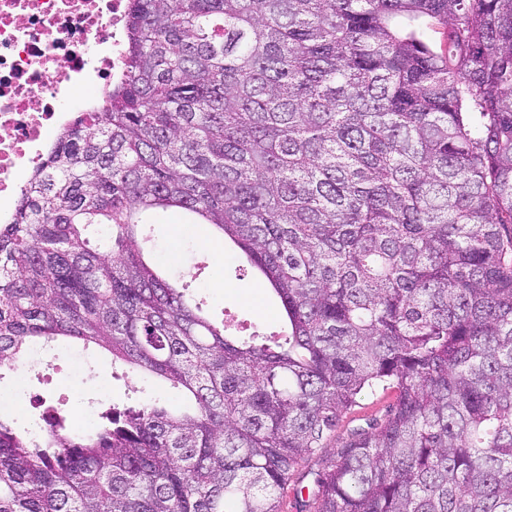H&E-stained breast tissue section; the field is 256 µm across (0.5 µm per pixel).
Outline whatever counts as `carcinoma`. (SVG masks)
<instances>
[{
  "mask_svg": "<svg viewBox=\"0 0 512 512\" xmlns=\"http://www.w3.org/2000/svg\"><path fill=\"white\" fill-rule=\"evenodd\" d=\"M124 68L0 224V369L80 343L194 407L0 416V512H282L379 386L296 512H512V0H129ZM157 209L230 240L284 330L164 277ZM393 401L394 393L390 389L383 390L382 388L376 389L373 392H367L358 398L357 405L343 414L336 431L331 432L327 436L322 453L319 452V454L299 467L298 473L301 477L300 480H302L303 475V482L300 484L296 482V477L299 476L295 477V482H290L288 489L283 494L281 503L283 512H296L294 508L296 491H299L302 486L309 485L314 476L308 473L316 472L321 467L322 461L336 451V446L339 445L343 438L347 437L351 430L367 428L369 422L375 419H382Z\"/></svg>",
  "mask_w": 512,
  "mask_h": 512,
  "instance_id": "1",
  "label": "carcinoma"
}]
</instances>
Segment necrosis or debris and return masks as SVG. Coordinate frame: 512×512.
<instances>
[{
    "instance_id": "necrosis-or-debris-1",
    "label": "necrosis or debris",
    "mask_w": 512,
    "mask_h": 512,
    "mask_svg": "<svg viewBox=\"0 0 512 512\" xmlns=\"http://www.w3.org/2000/svg\"><path fill=\"white\" fill-rule=\"evenodd\" d=\"M127 0H0V223L75 112L125 74Z\"/></svg>"
}]
</instances>
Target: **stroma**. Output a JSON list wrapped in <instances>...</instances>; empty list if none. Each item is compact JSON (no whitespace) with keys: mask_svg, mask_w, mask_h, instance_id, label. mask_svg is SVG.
<instances>
[{"mask_svg":"<svg viewBox=\"0 0 512 512\" xmlns=\"http://www.w3.org/2000/svg\"><path fill=\"white\" fill-rule=\"evenodd\" d=\"M154 254L174 275H187L194 265L204 266V273L194 283L193 294L205 302V311L225 314L249 330L271 333L280 329L283 312L279 301L267 288L266 281L245 266L239 252L221 244L202 248L206 233L202 224L189 223L187 216L175 212L153 213ZM72 348L60 343L51 348H33L23 374H8L0 381V398L26 395L22 423L37 419L41 401L65 399V409L72 430L84 427L92 403L128 404L132 387H149L168 407L178 409L185 402L170 384L144 373L113 376L109 360L100 353L85 355L78 367H71L67 357ZM394 401L392 391L376 389L362 395L355 407L343 414L336 430L331 432L320 454L303 463L300 475L317 471L325 457L351 430L366 427L382 419Z\"/></svg>","mask_w":512,"mask_h":512,"instance_id":"1","label":"stroma"}]
</instances>
